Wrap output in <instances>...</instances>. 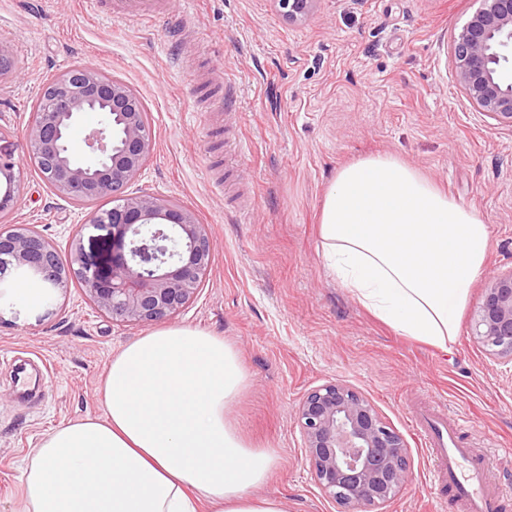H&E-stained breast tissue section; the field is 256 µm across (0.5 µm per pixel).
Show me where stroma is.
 Listing matches in <instances>:
<instances>
[{
    "label": "stroma",
    "mask_w": 512,
    "mask_h": 512,
    "mask_svg": "<svg viewBox=\"0 0 512 512\" xmlns=\"http://www.w3.org/2000/svg\"><path fill=\"white\" fill-rule=\"evenodd\" d=\"M481 0H318L291 20L276 0H174L144 24L101 19L85 0H0V148L19 165L20 193L0 223L27 224L68 255L80 233L101 273L112 231L89 205L53 193L30 160L27 127L43 86L77 64L140 96L153 150L134 191L180 203L206 224L213 254L194 298L174 317L236 346L247 387L228 417L279 465L256 488L287 512H336L305 459L301 399L341 383L368 399L408 445L412 477L384 512H461L433 476L409 422L418 407L467 414L464 437L512 493V362L472 336L488 279L512 272V128L479 112L456 78L454 38ZM233 103L213 115V87ZM231 154L239 211L211 167ZM388 153L418 167L490 228L487 275L473 284L449 350L398 335L340 288L318 245V217L336 170ZM36 281L0 286V512H15L22 467L51 430L104 416L98 391L113 356L143 325L101 314L79 285L33 301ZM26 366L35 379L21 391Z\"/></svg>",
    "instance_id": "stroma-1"
}]
</instances>
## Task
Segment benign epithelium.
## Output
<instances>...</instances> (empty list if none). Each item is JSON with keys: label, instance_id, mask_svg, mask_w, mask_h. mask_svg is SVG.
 Here are the masks:
<instances>
[{"label": "benign epithelium", "instance_id": "obj_1", "mask_svg": "<svg viewBox=\"0 0 512 512\" xmlns=\"http://www.w3.org/2000/svg\"><path fill=\"white\" fill-rule=\"evenodd\" d=\"M290 19L317 0H277ZM456 73L472 105L512 127V0H483L455 40ZM102 109L100 127L84 146L91 163L74 157L68 132L83 112ZM31 152L46 166L44 183L75 202L112 197V210L89 213L88 223L112 229V268L103 275L72 235L63 259L48 239L26 224L0 231V279L33 274L47 288L74 281L102 314L114 321L151 324L177 315L195 296L212 258L206 225L175 202L129 193L153 148V133L139 97L123 82L88 66L58 76L41 93L38 117L27 130ZM16 163L0 153V211L14 207ZM473 336L495 358L512 362V272L491 278L474 314ZM297 421L305 454L322 493L338 512H383L410 478L407 445L363 396L340 383L317 387L303 398Z\"/></svg>", "mask_w": 512, "mask_h": 512}]
</instances>
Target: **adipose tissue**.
I'll list each match as a JSON object with an SVG mask.
<instances>
[{
	"label": "adipose tissue",
	"mask_w": 512,
	"mask_h": 512,
	"mask_svg": "<svg viewBox=\"0 0 512 512\" xmlns=\"http://www.w3.org/2000/svg\"><path fill=\"white\" fill-rule=\"evenodd\" d=\"M320 251L337 284L403 336L448 349L489 227L390 154L337 169L320 212ZM236 347L191 326L150 331L113 356L104 417L41 441L17 512H286L255 495L278 459L228 418L247 386Z\"/></svg>",
	"instance_id": "obj_1"
}]
</instances>
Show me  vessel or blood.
<instances>
[{
  "label": "vessel or blood",
  "instance_id": "vessel-or-blood-1",
  "mask_svg": "<svg viewBox=\"0 0 512 512\" xmlns=\"http://www.w3.org/2000/svg\"><path fill=\"white\" fill-rule=\"evenodd\" d=\"M171 9V0H111L109 7L110 12L147 22L169 14ZM413 420L438 463V476L447 480L465 512H504L506 500L489 477V460L458 442L456 430L463 424L462 417H449L447 408L442 407L418 411Z\"/></svg>",
  "mask_w": 512,
  "mask_h": 512
}]
</instances>
